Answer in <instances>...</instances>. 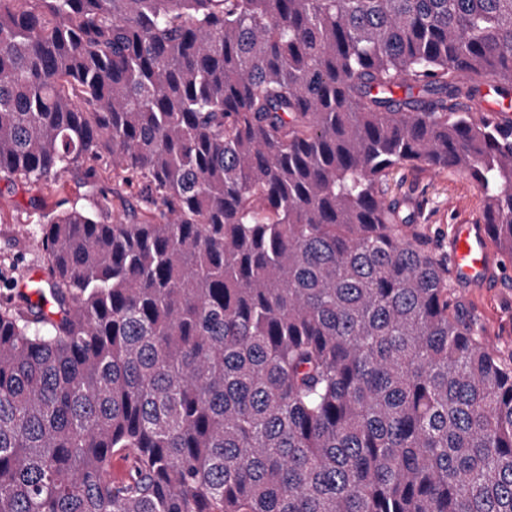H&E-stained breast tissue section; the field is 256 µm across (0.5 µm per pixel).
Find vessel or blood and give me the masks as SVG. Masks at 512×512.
<instances>
[{"instance_id":"obj_1","label":"vessel or blood","mask_w":512,"mask_h":512,"mask_svg":"<svg viewBox=\"0 0 512 512\" xmlns=\"http://www.w3.org/2000/svg\"><path fill=\"white\" fill-rule=\"evenodd\" d=\"M455 278L467 285L487 284L494 260L486 224L475 221L454 228L450 243Z\"/></svg>"}]
</instances>
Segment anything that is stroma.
Segmentation results:
<instances>
[{
  "mask_svg": "<svg viewBox=\"0 0 512 512\" xmlns=\"http://www.w3.org/2000/svg\"><path fill=\"white\" fill-rule=\"evenodd\" d=\"M109 179L86 183L81 172L60 175L54 188L26 181L0 179V303L17 283L44 276L40 212L57 203L91 209L100 200V190L111 187ZM387 199L396 201L402 215L411 218L425 233L427 249L449 261V239L454 225L482 215L483 199L474 184L452 169L404 167L382 184ZM491 287L454 284L458 304L474 318L487 345L498 358L512 363V261L496 257Z\"/></svg>",
  "mask_w": 512,
  "mask_h": 512,
  "instance_id": "obj_1",
  "label": "stroma"
}]
</instances>
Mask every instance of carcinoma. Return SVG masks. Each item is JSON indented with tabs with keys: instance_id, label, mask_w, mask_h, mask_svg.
Returning a JSON list of instances; mask_svg holds the SVG:
<instances>
[{
	"instance_id": "1",
	"label": "carcinoma",
	"mask_w": 512,
	"mask_h": 512,
	"mask_svg": "<svg viewBox=\"0 0 512 512\" xmlns=\"http://www.w3.org/2000/svg\"><path fill=\"white\" fill-rule=\"evenodd\" d=\"M511 110L512 0H0V179L130 195L0 305V512H512V366L381 189L512 260Z\"/></svg>"
}]
</instances>
